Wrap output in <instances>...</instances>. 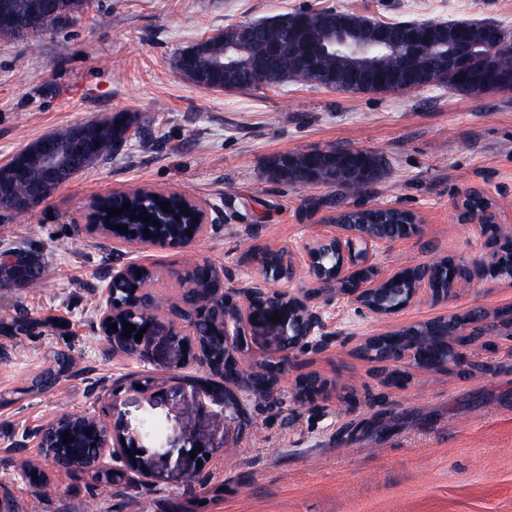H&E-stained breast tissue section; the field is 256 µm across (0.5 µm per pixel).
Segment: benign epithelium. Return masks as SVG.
I'll list each match as a JSON object with an SVG mask.
<instances>
[{
	"label": "benign epithelium",
	"instance_id": "benign-epithelium-1",
	"mask_svg": "<svg viewBox=\"0 0 512 512\" xmlns=\"http://www.w3.org/2000/svg\"><path fill=\"white\" fill-rule=\"evenodd\" d=\"M327 45L346 55L350 59L349 70L353 80L361 85L372 84L376 87L399 89L392 74L382 80L383 70L377 63L378 57L390 47V41L379 34L369 41L356 38L349 25L338 26L329 32ZM512 48V42L498 32L486 28L471 27L461 29L456 35L454 51L448 55V65L436 67L422 66L413 54L402 57L399 69L424 85L442 81L445 70L456 73L463 89L471 91L475 70L471 65L484 69L485 59L503 50ZM42 144V164L44 176L51 182L67 183L76 169L86 164L91 155L82 127L78 126L64 136L47 135L40 138ZM320 157H333L340 161L336 177L352 174L361 178L372 177L371 170L362 165L356 156L342 149H318ZM169 195L184 203L191 216L199 217L192 223L189 233L174 241V244L187 247L197 239L219 228L209 222L206 206L195 197L184 192L171 191ZM41 196L11 198L6 207L23 211H33L40 205ZM392 207H374L373 224H340L339 232L322 235L305 243L302 252L295 256L284 249H267L256 256L257 272L246 279L234 280L233 276L219 266V288L215 297L224 301V316L220 322V332L224 357L234 362L232 383L224 384L220 390L199 387L200 395L194 413L204 416L207 413L205 399L218 400L224 406V418L229 425L224 429L221 441L197 442L183 449L185 454L196 453L195 460L213 454L216 448H231L252 424L247 412L246 402L268 397L275 386L295 363L301 353L318 349L324 340L325 323L320 300L339 296L357 306L362 314L381 319L404 308L419 303L426 298L434 303H446L451 300L463 283L498 282L503 279L512 281V237L507 243L482 259L471 264H452L453 281L448 288L435 287L436 264L423 265L414 279L402 288H388L386 284L400 274L396 270L382 275L373 263L376 251L393 242L416 236L422 232L418 218H413L401 230L393 233L385 229L380 220ZM465 219L477 223L486 232H496V215L489 211H465ZM23 255L20 250L0 251V264H9L10 268L0 270V288H24L27 286L29 268L17 265V259ZM140 267L138 263L123 264L112 268V278L106 286L105 306L99 312L100 329L110 331V325L125 322L121 318L123 309L115 301L116 286L127 278V271ZM304 271L311 280V288H292L297 282L298 271ZM282 315L281 321L271 322L274 314ZM456 315H444L433 318V322L445 328V335L439 338L438 359L427 366L426 349L431 337L414 335V329H408V336L398 356L392 357L379 351V347L388 342L389 334L370 336L359 344L363 355L380 363L398 362L405 358L413 361L422 371L445 369L451 365L464 366L469 363L468 347L487 328H476L471 332L455 333L451 330ZM257 327H267L275 331L278 341L268 359L246 366L243 360L248 350L247 336ZM146 329L142 339H135L136 333L127 336L112 333V352L131 355L142 359V351L155 336L167 337L176 352L173 368L182 369L192 363L201 364L211 372L223 367V360L216 358L211 350L202 346L194 337L191 327L178 316L172 314L152 320L143 319L136 329ZM330 385L325 378L315 372L299 374L294 379L293 400L298 406L313 403L329 396ZM56 428L51 433L41 431L38 438L40 448H60L64 433L73 430H89L92 439L102 448V454L110 453L118 458L120 466L112 472L123 477L129 474L139 475L149 480L166 477L177 480L193 475L190 469L172 471L165 475L162 471V459L169 451L160 444L159 438L150 434L146 428L132 434L120 419H108V411L99 415H71L53 421Z\"/></svg>",
	"mask_w": 512,
	"mask_h": 512
}]
</instances>
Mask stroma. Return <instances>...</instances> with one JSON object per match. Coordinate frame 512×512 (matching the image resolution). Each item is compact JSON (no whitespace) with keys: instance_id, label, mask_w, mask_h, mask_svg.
Listing matches in <instances>:
<instances>
[{"instance_id":"stroma-1","label":"stroma","mask_w":512,"mask_h":512,"mask_svg":"<svg viewBox=\"0 0 512 512\" xmlns=\"http://www.w3.org/2000/svg\"><path fill=\"white\" fill-rule=\"evenodd\" d=\"M326 8L394 20H483L512 30V0H89L86 11L24 42L0 41V165L26 144L92 118L134 116L111 158L75 174L26 217L0 216V249L45 262L38 288H0V320L36 319L23 335L0 332V512H512V338L481 337L474 366L425 372L406 366L404 387L386 386L357 349L377 336L482 306L512 308V286L466 284L452 300H424L384 320L343 298L324 304L329 338L297 369L332 384L328 401H292L284 377L270 399L250 402V431L220 448L195 476L172 484L94 485L48 469L47 496L22 478L44 465L35 433L64 413L93 415L118 395L116 414L138 430L160 423L169 467L190 440L224 434L221 404L193 413L191 379L207 368L172 369L165 337L144 360L112 354L98 330L114 266L156 274V293L179 290L194 262L253 271L251 249L299 253L334 232L338 208L399 206L421 219V235L375 256L387 272L487 253L475 224L462 222L471 192L487 196L512 228V94L466 96L445 84L345 94L315 84L213 91L176 73L178 52L232 24ZM355 148L383 156L387 172L365 193L327 185L292 189L265 175L276 155ZM146 186L206 203L220 230L185 248L132 249L89 232L90 203ZM67 361H58V353ZM53 368L47 386L33 376ZM165 381L161 397L131 391L144 376Z\"/></svg>"}]
</instances>
